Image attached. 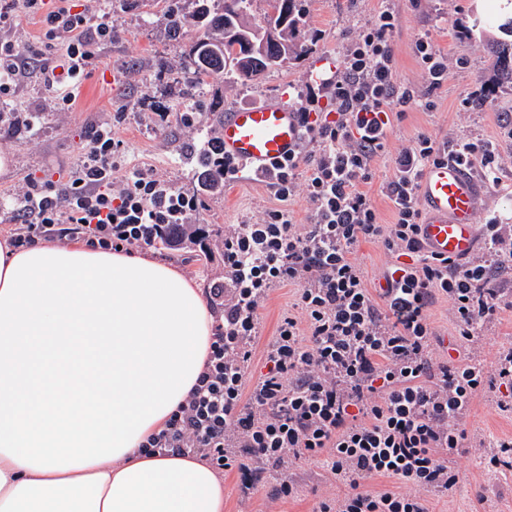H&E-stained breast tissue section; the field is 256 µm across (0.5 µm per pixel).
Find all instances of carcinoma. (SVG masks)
<instances>
[{
	"label": "carcinoma",
	"instance_id": "obj_1",
	"mask_svg": "<svg viewBox=\"0 0 512 512\" xmlns=\"http://www.w3.org/2000/svg\"><path fill=\"white\" fill-rule=\"evenodd\" d=\"M191 13L172 9L167 21L176 33L187 32L191 38L190 66L198 79L231 75L238 79L257 77L265 71L281 67L308 52V47L293 39L303 22L302 0H269L270 12L261 19L252 16V0H195ZM279 29L280 47L266 48L265 54L253 60L252 45L263 41L266 27ZM494 68L512 80V43L492 42ZM201 184L211 194L224 193L223 161L204 150L192 156Z\"/></svg>",
	"mask_w": 512,
	"mask_h": 512
}]
</instances>
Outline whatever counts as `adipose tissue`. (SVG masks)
<instances>
[{"label":"adipose tissue","mask_w":512,"mask_h":512,"mask_svg":"<svg viewBox=\"0 0 512 512\" xmlns=\"http://www.w3.org/2000/svg\"><path fill=\"white\" fill-rule=\"evenodd\" d=\"M215 316L170 263L0 241V512H224L192 455L138 445L188 398Z\"/></svg>","instance_id":"obj_1"}]
</instances>
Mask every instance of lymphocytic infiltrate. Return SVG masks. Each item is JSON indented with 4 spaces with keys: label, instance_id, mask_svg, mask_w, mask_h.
<instances>
[{
    "label": "lymphocytic infiltrate",
    "instance_id": "1",
    "mask_svg": "<svg viewBox=\"0 0 512 512\" xmlns=\"http://www.w3.org/2000/svg\"><path fill=\"white\" fill-rule=\"evenodd\" d=\"M22 8L41 17L44 49L59 55L47 82L55 111H69L95 47L116 31L112 4L77 11L71 0H0V29H12ZM397 26L390 7L373 13L346 53L343 79L329 85L334 118L302 108V147L268 176L279 200L304 191L306 223L272 209L258 223L225 230L224 273L206 295L219 319L204 370L164 428L141 443V453L194 455L216 471L239 472L248 490L264 483V464L284 469L322 459L347 491L320 502L316 512H428L421 491L457 482L448 458L467 438L460 424L489 381L512 390V350L490 373L470 359L436 360L429 309L447 297L460 337L473 343L512 307L498 283L501 272L512 270V225H483L479 257L451 259L425 247L418 199L425 168L454 159L494 183L502 159L493 141L424 132L393 159V175L382 186L393 221L382 223L366 185L387 150L392 118L415 99L395 77ZM32 60L16 41L0 39V102L12 98ZM117 156L111 127L100 126L67 183L28 181L12 198L28 218L13 245L75 232L127 252L197 243L190 223L198 195L140 169L114 179ZM363 241L380 243L393 259L376 292L351 258ZM285 283L299 288L297 310L281 317L273 339L256 352L259 311L272 288ZM258 356L264 370L253 379L249 369ZM376 477L394 479L397 489H368Z\"/></svg>",
    "mask_w": 512,
    "mask_h": 512
}]
</instances>
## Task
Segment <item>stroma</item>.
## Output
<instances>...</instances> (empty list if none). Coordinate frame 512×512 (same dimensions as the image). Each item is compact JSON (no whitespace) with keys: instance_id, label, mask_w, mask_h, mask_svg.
Listing matches in <instances>:
<instances>
[{"instance_id":"obj_1","label":"stroma","mask_w":512,"mask_h":512,"mask_svg":"<svg viewBox=\"0 0 512 512\" xmlns=\"http://www.w3.org/2000/svg\"><path fill=\"white\" fill-rule=\"evenodd\" d=\"M384 2L399 18L393 35L397 79L429 94L434 107L429 110L416 102L402 119L393 120L389 153L375 162L376 181L391 178L393 154L417 131L440 138L490 139L506 163L498 182L483 186L475 221L512 225V134L502 124L503 117L512 114V83L497 78L490 65L488 42L495 33L479 0H305L306 24L297 39L309 45L306 56L251 80L210 79L201 84L195 83L183 56L187 37H171L164 19L174 7L192 12L193 0H112L117 32L111 42L96 48L72 111L49 109L51 93L41 71L51 65V57L32 63L17 87L11 102L14 121L0 124V155L10 159L7 170L0 172V239H12L22 231L24 219L10 203L13 193L34 178L66 183L97 126L111 125L112 136L121 145L122 169L151 172L174 189L193 193L198 186L191 157L220 112L278 94L297 103L312 96L319 100V111H334L330 92L320 89L312 76L330 70L335 79H343L347 49ZM424 37L448 57V76L432 92L413 52L416 41ZM473 91L478 101L463 106V98ZM185 112L193 113V128L181 124ZM202 201L195 223L211 233V257L195 246L164 250L160 256L205 287L224 272L225 227L256 222L279 202L268 182L244 173L225 187L223 195H206ZM296 301L292 286L270 293L260 311L256 349L272 339L281 316ZM429 314L436 332L434 354H465L447 298L439 297ZM510 348L512 308L495 317L473 352L490 369L498 353ZM497 396L493 389L476 398L463 424L469 438L512 437V412L497 408ZM449 464L458 480L448 489L423 492L429 512H512V469L489 467L487 449H459ZM287 475L298 486L297 495L287 500L272 495L275 468H268L266 482L248 496L242 495L236 474L225 475L224 512H315L319 501L346 491L343 483L311 461L293 464Z\"/></svg>"}]
</instances>
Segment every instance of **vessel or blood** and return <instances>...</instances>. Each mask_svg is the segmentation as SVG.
Instances as JSON below:
<instances>
[{
	"mask_svg": "<svg viewBox=\"0 0 512 512\" xmlns=\"http://www.w3.org/2000/svg\"><path fill=\"white\" fill-rule=\"evenodd\" d=\"M299 108L284 97L225 112L220 141L225 156L269 171L300 148ZM425 211L422 236L429 250L451 258L471 256L477 244L475 216L482 193L468 168L455 160L428 166L419 188Z\"/></svg>",
	"mask_w": 512,
	"mask_h": 512,
	"instance_id": "vessel-or-blood-1",
	"label": "vessel or blood"
}]
</instances>
